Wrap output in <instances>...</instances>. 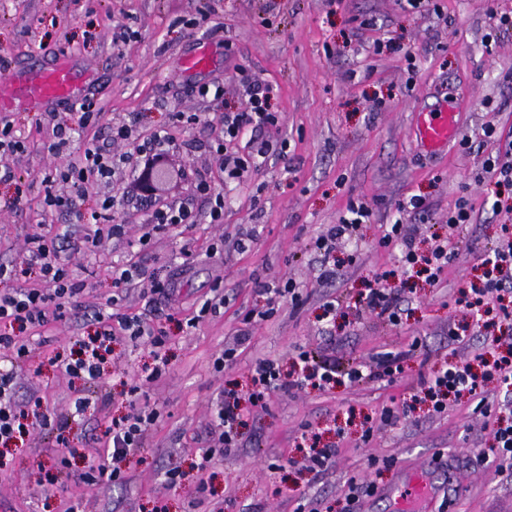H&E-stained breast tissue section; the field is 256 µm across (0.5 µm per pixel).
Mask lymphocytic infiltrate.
I'll use <instances>...</instances> for the list:
<instances>
[{
  "label": "lymphocytic infiltrate",
  "mask_w": 512,
  "mask_h": 512,
  "mask_svg": "<svg viewBox=\"0 0 512 512\" xmlns=\"http://www.w3.org/2000/svg\"><path fill=\"white\" fill-rule=\"evenodd\" d=\"M74 126L86 129L98 122L89 100L75 102L71 106ZM276 113L270 110V90L256 84L248 88V99L244 108L237 112L224 113L222 117L224 142L232 144L244 129L261 131L275 125ZM70 125V126H73ZM70 126L54 123L51 137L43 149L50 156L61 157L69 144L67 132ZM111 141L124 144L122 152H112L96 138L85 139L76 158L66 164L50 168L43 181L48 191L45 203L49 208L71 209L76 198L82 197L95 184L109 185L115 171L130 168L135 164L132 149L137 138L131 126H112ZM477 154L481 159L480 178L488 191L499 192L501 187L512 186V140L499 135L494 124H484ZM69 187L68 194L59 195L54 191L57 183ZM493 216L501 221L502 234L497 241L487 246L481 264L485 267L484 279L467 282L462 289L461 304L476 322H483L485 316L496 315L501 320H512V305L505 303V295H512V208L492 203ZM373 208L365 202L351 203L345 215L337 223L328 225L314 242L315 251L321 256L317 283L323 288L335 287L340 277L341 262L336 257V243L343 237L352 236L359 225L370 223ZM381 246L396 245L400 248L398 265L395 269L382 272L368 280L354 304H343L335 297H328L323 304V317L328 323L348 315L369 312L390 324L400 321L399 300L387 283L398 279L408 284L416 278H424L430 285H438L442 274L453 263L456 252L447 244L439 243L429 250H421L414 242L408 225L394 223L386 227L380 240ZM25 261L39 272L37 283L28 288H7L15 272L6 265H0V353L14 359H21L29 352L22 338L23 332L37 326L66 318L71 300L81 293L82 287L76 281L68 262L61 259L54 243L44 236L35 235L25 242ZM149 282V291L164 299H172L174 290L169 284L148 281L145 268L134 262L116 263L112 266L111 298L106 302L109 314H97L98 328L94 337L81 342L78 351L62 358L61 363L69 377L87 383L98 382L102 376V365L117 334L129 336L131 340H145L152 348L155 364L148 376L149 381H158L166 371L167 360L161 354L165 345L162 330L153 328L143 320L121 312L119 304L129 289ZM265 304L262 310L247 311L244 323L266 318L274 314L281 305H299L301 292L298 284L290 279L272 280L263 283L259 290ZM405 352H389L375 365L357 364L339 367L335 358L318 359L308 351H299L292 371L283 372L280 364L262 359L256 362L251 376V386L239 392L227 389L218 397L214 422L218 429L219 447L231 450L237 447L241 430L247 423L249 407L265 406L267 397L275 391L298 393L310 388L324 390L337 381L347 380L357 384L367 379L394 377L404 371ZM481 372L471 367L448 364L421 378L411 397L412 402H429L433 412H444L449 400L463 396L478 398L487 383L512 386V353L494 359H482ZM12 377L0 374V444L8 445L29 434L31 428L42 427L54 431V445L63 453L77 456L78 450L71 445L67 428L69 419L80 417L93 408V401L83 391H76L66 414L59 415L44 407L41 398L32 396L25 402L16 401ZM141 388L130 385V411L127 415L108 420L103 433L104 442L91 456L87 471L80 479L86 485L95 486L100 481L121 483L125 480L123 465L142 448L143 440L157 418L155 410L139 406L137 396Z\"/></svg>",
  "instance_id": "obj_1"
}]
</instances>
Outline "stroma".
<instances>
[{"label": "stroma", "mask_w": 512, "mask_h": 512, "mask_svg": "<svg viewBox=\"0 0 512 512\" xmlns=\"http://www.w3.org/2000/svg\"><path fill=\"white\" fill-rule=\"evenodd\" d=\"M491 8L512 14V0H432L425 10L406 0H341L337 6L328 0H0V56L10 61L0 85L71 62L81 96L101 113V139H108L109 126L130 121L141 140L161 129L172 138L169 158L182 175L164 187L163 201L189 195L192 172L224 192L223 223H212L210 204L199 197L195 224L168 229L144 246L139 226L149 199L130 191L120 215L124 234L75 259V277L86 285L80 308L31 332L32 351L23 360L0 361V372L13 376L18 401L36 395L62 414L80 388L104 402L102 413L70 421L78 448L95 447L106 417L127 412L129 381L140 380L148 406L159 413L125 469V483L114 486L80 482L84 459L60 467L51 433L35 428L0 471V512H62L68 503L78 512H297L301 506L307 512H394L390 494L415 470L426 471L437 488L426 512H512V477L487 453L512 390L488 384L483 408L464 398L442 414L423 405L401 412L420 376L447 363L474 362L487 343L477 327L461 344L451 343L449 332L463 317L455 303L458 287L474 276L477 255L499 231L482 205L479 159L460 141H479L489 121L512 133V30L487 41ZM122 30L129 37L113 50V36ZM204 48L211 68L184 73L182 59ZM408 50L414 62L406 61ZM214 80L222 83L223 97L200 95V86ZM251 82L270 88L279 122L258 135L269 144L259 174L232 181L216 151L221 117L240 108ZM445 103L459 109L458 139L447 151L426 153L411 139L413 117ZM179 111L198 114V122L176 123L172 115ZM1 122L27 145L10 161L14 180L0 182V201L18 191L24 196L20 209L0 210V263L16 266L12 285L19 288L37 280L34 270L20 265L27 237L46 224L85 236L102 191L90 188L74 210L45 209L42 178L52 161L42 143L51 128L42 111L29 106L0 110ZM258 136L243 131L235 151L248 155ZM464 191L475 211L459 257L439 286L415 280L401 291L398 325L368 314L332 326L322 320L324 290L316 282L319 255L311 243L349 202L373 203L374 216L336 245L342 266L335 291L345 301L356 300L374 274L395 268L398 247L379 244L386 225H414L417 244L429 248ZM414 195L429 203L428 220L398 212V201ZM241 232L255 236L244 253L233 245ZM186 244L193 251L189 260L181 254ZM126 260L180 291L173 308L151 301L140 287L125 300L126 313L163 328L166 373L147 381L149 348L122 338L100 381L82 384L49 360L94 334V314L112 294L111 266ZM279 277L303 285L302 307L281 308L243 327V313L263 304L256 280ZM217 284L224 289L223 308L199 316ZM233 345L235 364L215 371L214 359ZM302 349L367 363L389 351L407 358L392 383L271 394L266 407L251 408L237 448L214 456L206 472L209 489L197 494V465L214 429L219 393L228 386L247 389L257 360L290 369ZM389 405L399 419L363 440L366 418L379 417ZM306 424L323 444L338 446L335 465L313 471L287 466ZM174 467L182 478L172 488L166 472Z\"/></svg>", "instance_id": "stroma-1"}]
</instances>
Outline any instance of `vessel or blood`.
Returning <instances> with one entry per match:
<instances>
[{
  "instance_id": "vessel-or-blood-1",
  "label": "vessel or blood",
  "mask_w": 512,
  "mask_h": 512,
  "mask_svg": "<svg viewBox=\"0 0 512 512\" xmlns=\"http://www.w3.org/2000/svg\"><path fill=\"white\" fill-rule=\"evenodd\" d=\"M78 81L71 69L61 66L40 72L20 82L9 91L0 92V109H6L14 100L21 99L31 106L67 100L77 95ZM457 128L456 112L446 108L438 112L418 113L412 134L420 148L428 152L445 149L454 137ZM433 486L425 475L410 477L399 489V502L422 499L430 496Z\"/></svg>"
}]
</instances>
